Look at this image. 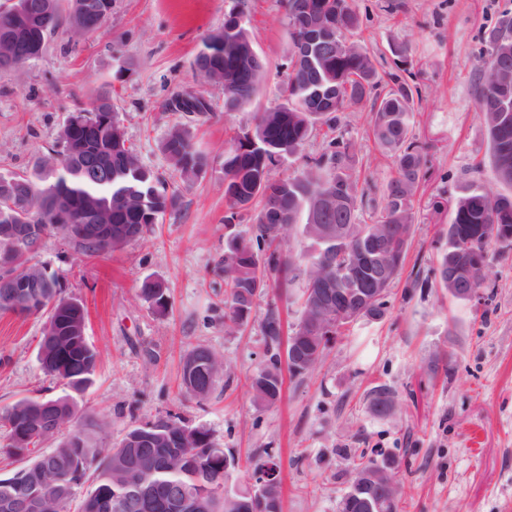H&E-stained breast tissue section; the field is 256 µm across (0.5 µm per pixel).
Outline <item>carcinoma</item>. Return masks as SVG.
<instances>
[{"label": "carcinoma", "mask_w": 512, "mask_h": 512, "mask_svg": "<svg viewBox=\"0 0 512 512\" xmlns=\"http://www.w3.org/2000/svg\"><path fill=\"white\" fill-rule=\"evenodd\" d=\"M86 0H5L0 4V36L12 34L17 43L9 52H0V71L24 65L45 51L48 42L65 29L69 34L85 20ZM353 0H284L291 37L301 31L293 23L292 11L302 6L322 17L331 26L330 37L351 39V48L338 50L326 60L327 76L315 72L286 73L281 84L283 103L258 112L253 125L233 131L224 149V197L230 215L227 223L243 217L252 224L249 237L232 239L224 251V327L232 331L249 324L257 300L271 288L290 287L296 279L297 262L305 264L307 284L314 288L323 275L344 278V256H350L371 236L386 231L379 246V257L391 267V275L382 282L388 288L398 277L413 233L414 197L424 178L426 158L422 147L409 138V118L415 101L407 84L398 80L384 95L375 93L377 74L373 57L354 38L358 17ZM196 73L210 80L215 69L242 67L246 77L239 84L219 81L224 91V110L234 111L250 104L261 83L265 66L256 53L248 30L228 16L224 26L210 35L194 59ZM501 71L512 80V19L502 22L486 40L481 65L474 74L475 91L490 143L493 176L512 189V111H495L496 99L486 85L485 74ZM371 103L372 135L377 149L394 158L395 173L383 190V202L372 207L364 218L368 189L359 184L354 173L355 143L336 134L338 113L350 106ZM165 110L183 112L196 119L208 118L215 108L202 93L177 91L163 102ZM327 137L323 151L315 156L302 154L307 141L318 131ZM58 141L69 148L63 163L51 174L40 167L9 177L0 176V313H10L3 282L24 269L42 245L38 235L11 238L16 224L48 227L55 216L77 214L88 207L112 211V239L97 236L75 242L88 255H99L130 242L121 237L137 226L138 237L144 228L158 224L168 213L182 208L176 192H168L165 180L149 170L133 146L127 144L112 95L104 91L87 104L68 114L58 132ZM162 149L173 170L185 181L198 178L207 167L206 158L193 146L189 129L180 123L169 127ZM297 157L302 171L294 176L277 178L276 167ZM105 162L112 169L106 182L86 177L94 163ZM334 207L330 224H343V234L327 235L321 230L320 212ZM306 214L301 235L310 246L300 252L285 251L286 235L293 234L300 213ZM512 247V194L489 193L477 188L453 203V219L448 225V251L436 269L440 287L453 293L458 280L448 270L470 254L483 263L495 250ZM56 287L18 314L46 317L38 350L42 370L62 381L76 393L91 385L98 365V352L88 340H74L68 332L72 320L62 295L58 277L51 275ZM165 287L158 280H145L141 297L158 312L168 308L156 289ZM386 303H378L373 313L355 308L336 324L335 335L341 336L349 326L362 319H380ZM280 312L268 307L261 321L265 360L252 376L250 391L260 407L272 406L282 382L280 376ZM208 359L215 378L190 371L192 360ZM224 358L209 347L198 345L183 358L181 390L203 400L224 376ZM80 420L77 402L71 395L56 398L24 397L0 411V426H6L14 444L0 449L8 459H22L31 453L28 445H40L60 431L63 418ZM174 451L171 438L155 434L150 441L135 446L122 443L117 448H93L84 431L76 429L51 450V477L42 478L41 456L20 467L12 476L0 478V512L10 499L29 500V512H114L112 504L126 497L128 488L116 482L127 472L152 488L148 510L133 512H186L174 506L166 490L182 485L207 496L209 490L224 483L228 475L225 462L234 457L224 449L214 448L208 430L193 427V434L182 449V463L170 464L167 457ZM94 475L95 488L72 507L76 489L88 475ZM204 503L206 512H240L231 497Z\"/></svg>", "instance_id": "carcinoma-1"}]
</instances>
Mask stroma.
Masks as SVG:
<instances>
[{
	"instance_id": "35a3bbf8",
	"label": "stroma",
	"mask_w": 512,
	"mask_h": 512,
	"mask_svg": "<svg viewBox=\"0 0 512 512\" xmlns=\"http://www.w3.org/2000/svg\"><path fill=\"white\" fill-rule=\"evenodd\" d=\"M358 32L387 92L397 51L401 78L415 99L410 137L423 149L426 174L414 201L415 223L403 270L385 298L382 319L363 318L331 341L318 366L284 373L280 400L256 406L248 379L264 360L259 323L277 307L285 325L300 315L304 277L291 299L268 291L249 326L224 329L220 260L231 235L248 224L224 221L226 131L280 104L291 45L282 0H112L100 34L71 42L55 35L39 59L0 73V174L29 171L43 159L67 113L109 90L126 137L144 165L178 188L181 210L136 243L99 256L48 232L36 256L64 295L87 310L86 336L99 353L92 385L76 398L103 421L100 445L117 447L132 428L180 415L209 430L217 447L244 458L271 454L280 463L281 512H336L359 453L397 465L404 512H512V253L492 256L479 300L453 298L435 277L456 198L468 189L506 193L489 164L474 72L489 34L512 18V0H355ZM243 13L265 64L253 102L190 124L205 172L186 182L161 150L164 111L173 92L191 87L223 101L221 86L201 82L192 63L201 42ZM369 106L342 112L355 140L356 171L380 198L394 173L371 136ZM163 280L169 304L155 312L140 295L145 278ZM43 316L0 314V409L25 396L69 389L37 359ZM222 355L225 371L204 400L179 391L182 360L194 346ZM391 389L393 416L370 410L373 387Z\"/></svg>"
}]
</instances>
